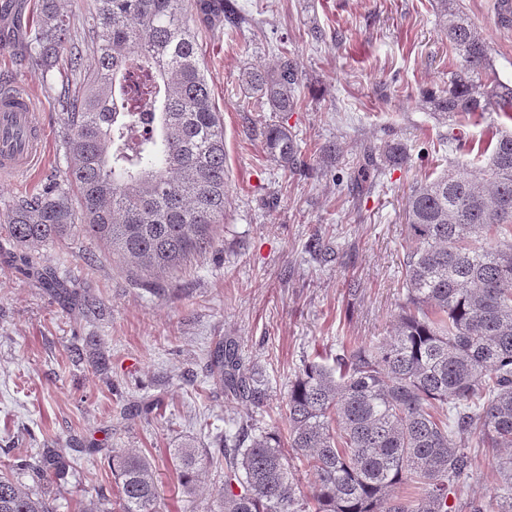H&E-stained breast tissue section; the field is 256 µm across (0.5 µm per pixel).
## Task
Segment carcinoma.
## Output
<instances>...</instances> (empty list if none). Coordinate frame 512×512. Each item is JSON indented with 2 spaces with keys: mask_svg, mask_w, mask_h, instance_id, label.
I'll list each match as a JSON object with an SVG mask.
<instances>
[{
  "mask_svg": "<svg viewBox=\"0 0 512 512\" xmlns=\"http://www.w3.org/2000/svg\"><path fill=\"white\" fill-rule=\"evenodd\" d=\"M455 62L448 86L428 94L450 122L448 143L467 153L405 201V298L398 324L377 344L343 347L334 365L303 362L288 390L287 435L240 424L225 436L218 512H452L449 494L473 467L469 443L512 447V133L491 128L474 148L465 128L486 112L512 122V84L499 79L490 42L463 0H436ZM199 22L237 25L228 0H194ZM185 0H92L82 30L58 0H42L19 58L55 82L66 169L39 193L0 209L22 245L50 242L79 225L130 271L162 279L214 248L224 219V122L198 63ZM272 112H292L302 83L283 52L244 74ZM268 154L295 169L298 144L285 125L264 131ZM409 160L397 140L363 147L354 185L370 192ZM238 348L218 345L216 380L232 400L260 406L262 381L241 371ZM318 483L306 496L289 452ZM202 453L172 449L179 482L195 493ZM74 459L58 441L0 461V512H55L26 487L68 482ZM116 491L79 512H159L150 460L127 449L108 457ZM406 485L414 495L399 499ZM469 512H512L472 501Z\"/></svg>",
  "mask_w": 512,
  "mask_h": 512,
  "instance_id": "obj_1",
  "label": "carcinoma"
}]
</instances>
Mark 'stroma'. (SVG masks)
Returning a JSON list of instances; mask_svg holds the SVG:
<instances>
[{"label":"stroma","mask_w":512,"mask_h":512,"mask_svg":"<svg viewBox=\"0 0 512 512\" xmlns=\"http://www.w3.org/2000/svg\"><path fill=\"white\" fill-rule=\"evenodd\" d=\"M246 22L208 27L189 13L199 63L224 121L226 210L213 251L156 283L132 275L111 253L77 232L30 250L0 232V448L17 454L51 438L76 449L57 512L112 498L107 457L132 448L149 457L160 512H212L222 466L203 465L199 490L183 494L170 461L182 441L218 457L224 432L257 419L286 427L288 386L304 361L332 363L345 340L389 338L402 297L403 204L423 171L455 156L447 124L422 99L448 83L452 57L433 0H234ZM493 0H465L491 37L500 78L512 81V28ZM288 52L303 77L292 112H271L242 75ZM35 101L45 151L27 177L0 179V205L39 192L64 171L62 116L38 67L0 52V87ZM286 125L311 166L302 175L266 152L262 132ZM398 139L411 159L388 173L382 191L351 192L365 144ZM340 145L339 160L323 157ZM319 252H310L313 242ZM37 253L69 290L98 306L87 311L17 271ZM236 343L244 373L263 381V406L228 402L209 375L219 341ZM82 344V357L72 356ZM108 359L106 372L93 357ZM154 403L152 414L141 405ZM208 429H201V422ZM474 467L448 503L455 508L507 497L497 474L504 451L475 449Z\"/></svg>","instance_id":"stroma-1"}]
</instances>
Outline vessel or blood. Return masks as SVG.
I'll return each instance as SVG.
<instances>
[{
  "mask_svg": "<svg viewBox=\"0 0 512 512\" xmlns=\"http://www.w3.org/2000/svg\"><path fill=\"white\" fill-rule=\"evenodd\" d=\"M32 109L24 94L0 96V173L23 178L41 157L44 132L34 123Z\"/></svg>",
  "mask_w": 512,
  "mask_h": 512,
  "instance_id": "1",
  "label": "vessel or blood"
}]
</instances>
